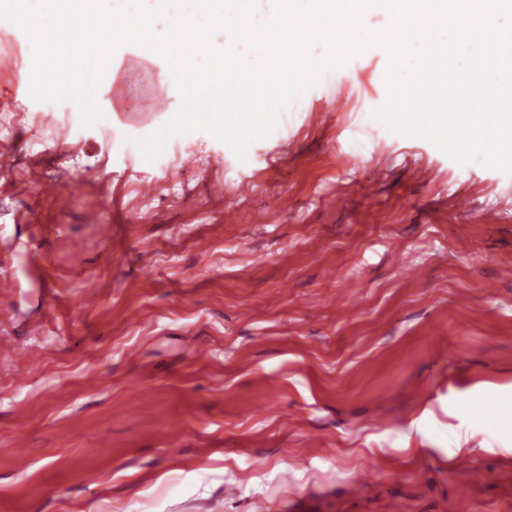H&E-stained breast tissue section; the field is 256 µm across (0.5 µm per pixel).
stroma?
Masks as SVG:
<instances>
[{
  "mask_svg": "<svg viewBox=\"0 0 512 512\" xmlns=\"http://www.w3.org/2000/svg\"><path fill=\"white\" fill-rule=\"evenodd\" d=\"M0 54V512H512V174L372 120L383 48L246 160L193 132L150 163L162 55L118 46L85 128L7 20Z\"/></svg>",
  "mask_w": 512,
  "mask_h": 512,
  "instance_id": "35a3bbf8",
  "label": "stroma"
}]
</instances>
